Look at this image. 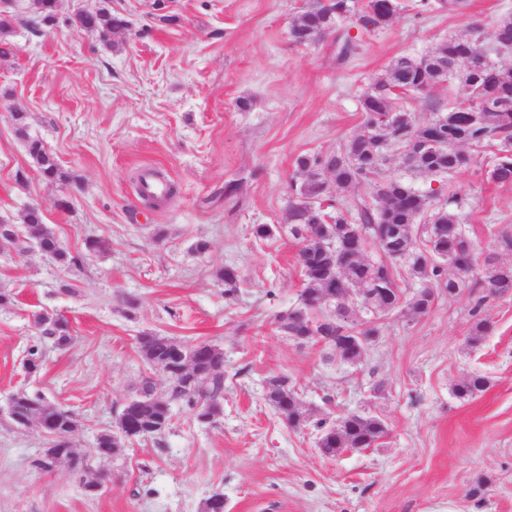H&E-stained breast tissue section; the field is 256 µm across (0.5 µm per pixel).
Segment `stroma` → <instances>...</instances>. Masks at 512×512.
<instances>
[{"label": "stroma", "mask_w": 512, "mask_h": 512, "mask_svg": "<svg viewBox=\"0 0 512 512\" xmlns=\"http://www.w3.org/2000/svg\"><path fill=\"white\" fill-rule=\"evenodd\" d=\"M100 2L58 0L54 28L36 37L16 25L13 52L0 57V216L18 224L38 206L62 246L84 256L68 268L35 250L0 253V292L11 297L0 305V512H201L216 492L224 512H512V293L438 289L428 314L383 316L354 367L275 322L303 288L288 231L298 158L335 150L361 126L359 99L389 62L462 33V21L405 11L356 33L342 59L335 35L293 42L300 0H111L126 31L105 40L67 26ZM16 109L68 181L42 177L15 133ZM149 165L177 188L151 209L136 181ZM452 187L468 196L477 252L512 263L496 238L512 233V185L476 169ZM259 224L274 235L256 238ZM91 238L108 250L88 251ZM227 265L240 277L231 302L218 278ZM43 309L67 320L70 339L47 344L29 376L22 364ZM481 317L490 328L469 346ZM145 332L223 348L220 421L174 407L162 442H126L94 461L103 488L93 496L67 468L33 467L46 439L9 420L10 396L72 410L73 447L88 453L145 377L166 387L139 354ZM280 374L310 423L290 426L266 403V381ZM470 374L488 385L458 399L453 387ZM352 412L385 420L387 436L322 455L314 420Z\"/></svg>", "instance_id": "1"}]
</instances>
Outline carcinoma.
<instances>
[{
	"label": "carcinoma",
	"instance_id": "carcinoma-1",
	"mask_svg": "<svg viewBox=\"0 0 512 512\" xmlns=\"http://www.w3.org/2000/svg\"><path fill=\"white\" fill-rule=\"evenodd\" d=\"M56 0H36L26 24L39 35L57 21ZM439 7L465 21V33L451 35L420 55L403 54L391 60L383 76L377 78L361 97L364 120L360 129L330 152L301 156L297 169L301 180L293 188L295 200L288 208L290 233L302 243L297 264L301 266L303 289L299 304L278 316L277 329L303 344L309 324L319 323V331L350 362L358 361L364 350L360 339L379 333L382 313L367 307L376 304L372 294L378 289L391 290V311L410 320L426 314L434 292L446 288L457 295L471 287L469 274L481 263L487 288L504 295L512 293V264L497 262L488 254L480 257L463 229L467 221L465 198L457 192L445 194V184L473 167L485 169L488 178L500 184H512V12L501 15L487 26H475L467 20V4L443 0ZM406 9L403 0H325L298 11L291 28L293 41L307 39L312 44L324 35L344 26L374 33L387 26ZM15 18L0 15V56H7L8 36ZM72 24L84 31L107 38L128 28V21L112 13L108 0H101L92 12L80 13ZM484 54L489 62L472 68L466 61ZM460 85L465 92L461 102L448 103L443 112L421 123L415 113L402 104L405 96L426 95L436 87ZM16 133L42 176L50 181H65L61 170L42 141L26 131V115L12 112ZM401 155L406 171L438 187L420 189L413 182L390 171L386 162L391 153ZM371 189L372 201L357 207L352 215L348 206L336 201L330 211L311 206L330 190L347 191L360 185ZM15 252L23 254L35 243L45 256L64 266L82 264L81 254L65 250L54 233L44 224L42 211H25L23 222L9 224ZM373 244L384 259L364 258L365 245ZM404 262L417 288L407 296L395 278V264ZM224 281V296L238 292L239 274L226 267L219 274ZM355 294L349 306L359 311L358 323L340 322L328 315L339 310V300ZM38 331L52 336L60 345L68 339V324L61 316L42 310L34 316ZM139 349L151 371L171 366L166 375L167 389L156 394L152 379L143 380L140 396L128 401L118 419L131 427L102 434L97 439L96 454L65 453L66 465L84 476L91 459L109 457L132 439L158 441L169 429L171 406L179 404L197 421L211 424L224 412V350L201 342L193 347L191 367L182 371L174 360L180 345L169 336L145 333L139 337ZM487 385L485 377L468 375L453 388L459 399L475 396ZM266 401L287 423L298 426L306 418L298 391L285 375L273 377L267 386ZM18 427L37 421L56 433L69 435L77 430L75 415L45 402L40 394L16 392L7 409ZM317 442L331 456L347 448H370L388 433L384 420L373 415L346 416L338 429L324 419L316 421Z\"/></svg>",
	"mask_w": 512,
	"mask_h": 512
}]
</instances>
